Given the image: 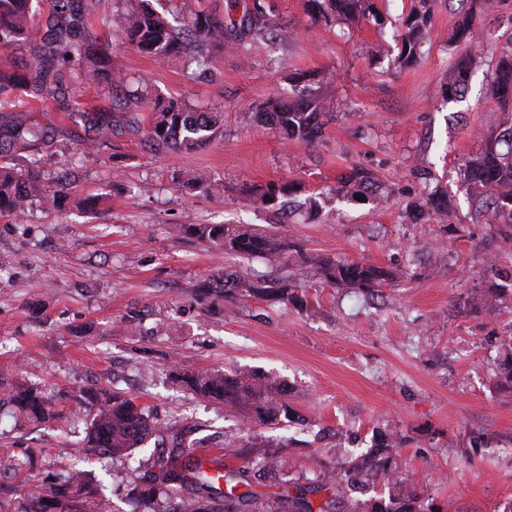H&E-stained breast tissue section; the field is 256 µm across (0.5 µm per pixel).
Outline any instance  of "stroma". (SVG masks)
<instances>
[{"instance_id": "35a3bbf8", "label": "stroma", "mask_w": 512, "mask_h": 512, "mask_svg": "<svg viewBox=\"0 0 512 512\" xmlns=\"http://www.w3.org/2000/svg\"><path fill=\"white\" fill-rule=\"evenodd\" d=\"M277 36L241 53L242 29L205 79L181 59L165 61L128 45L117 27L95 25L112 69L145 79L148 101L120 110L121 89H78L108 135L27 96L0 106V126L26 120L53 137L14 149L16 169L38 161L69 177L73 197L95 209L61 211L33 203L24 220L0 216V397L39 387L59 411L42 424L0 410V459L35 452L32 479L92 471L116 512L146 443L120 461H77L89 423L90 390L118 388L158 421L194 429L202 447L246 465L269 440L287 477L311 474L321 459L365 451L378 432L402 437L407 475L440 512H512V383L497 377L500 347L512 337V300L479 297L489 263L512 264V240L497 222L474 218L479 191L462 170L505 115L490 95L500 48L512 41V0H431L416 58L403 36L418 0H371L368 18L327 23L306 0H255ZM168 18L197 11L238 19L233 0H150ZM480 22L478 45L459 42L465 13ZM310 74L309 92L335 112L320 139L288 140L254 113L293 94L291 78ZM464 93L449 97L455 81ZM213 112L222 137L189 153L147 137L155 101ZM357 168L374 183L346 185ZM205 172L212 192L182 188ZM293 189L291 204L261 202L269 185ZM445 193L447 214H414L425 193ZM250 224L286 237L292 252L239 257L180 235L183 224ZM321 258L367 261L390 272L368 298L327 283ZM231 270L251 278L293 276L296 299L201 298L203 282ZM254 370L284 386L296 422L265 427L190 395L171 369ZM243 455H233L235 446Z\"/></svg>"}]
</instances>
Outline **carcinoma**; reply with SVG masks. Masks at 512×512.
Listing matches in <instances>:
<instances>
[{
  "label": "carcinoma",
  "instance_id": "cac0c4a2",
  "mask_svg": "<svg viewBox=\"0 0 512 512\" xmlns=\"http://www.w3.org/2000/svg\"><path fill=\"white\" fill-rule=\"evenodd\" d=\"M312 12L324 21L337 17L366 15L367 0H307ZM422 11L406 23L404 47L412 59L427 23L428 0H419ZM95 0H50V20L41 42L27 44L34 19L32 0H0V48L28 46L31 60L20 63L24 72L18 80L32 94L47 92L64 109L84 115L79 107L73 79L101 83L121 81L112 74L108 50L93 49L92 11ZM101 22L120 27L128 44L159 60L182 55L201 67L224 50V17L198 12L190 23L177 28L152 8L141 5L128 12L101 15ZM239 27L253 39L271 33L259 12L243 6ZM306 76L294 79V102L278 99L264 102L257 112L260 123L275 127L288 137L311 143L321 137L330 112L317 96L305 92ZM493 98L512 108V43L502 51L492 82ZM223 134V127L212 112L197 111L171 104L158 112L151 123L149 137L163 147L193 153ZM51 130L37 124L16 122L0 138V215L23 219L34 200L60 208L70 196L65 174L46 176L31 165L18 171L5 157L17 145L51 139ZM508 149L502 151L500 144ZM465 180L479 186L484 195L477 201V214L508 218L512 228V117L506 121L485 149L466 164ZM179 232L208 242L226 254L251 256L267 252H285L290 245L281 239L257 232L249 224H188ZM331 283L359 291H371L386 277L381 268L367 262L316 261ZM223 293L241 296L272 297L288 301L294 298L292 282L285 278L224 277L213 284ZM512 298V273H503L498 264L490 265V277L481 299L495 305ZM178 380L189 392L220 404L229 410H241L261 424H274L280 418L292 420L288 402L280 389L254 373L201 371L183 373ZM13 414L35 421H49L56 415L42 391L35 386H19L12 394ZM161 434L163 449L156 450L136 476L131 489L130 512H439L425 500L417 488L400 475L399 441L383 434L371 448L357 455L318 463L320 478H284L279 459L267 455L256 463L269 491L254 489L256 472L252 469L226 470L220 462L208 467L195 455L196 449L185 443L178 429H162L150 419L147 410L125 392L115 389L98 399L91 416L85 446L78 454L97 452L112 457L125 456L141 447L152 435ZM382 480L388 497L362 501L350 496L355 483ZM319 499H314L315 495ZM0 512H112L103 488L93 483L83 470L73 469L66 476L23 490L18 485L14 497L0 501Z\"/></svg>",
  "mask_w": 512,
  "mask_h": 512
}]
</instances>
